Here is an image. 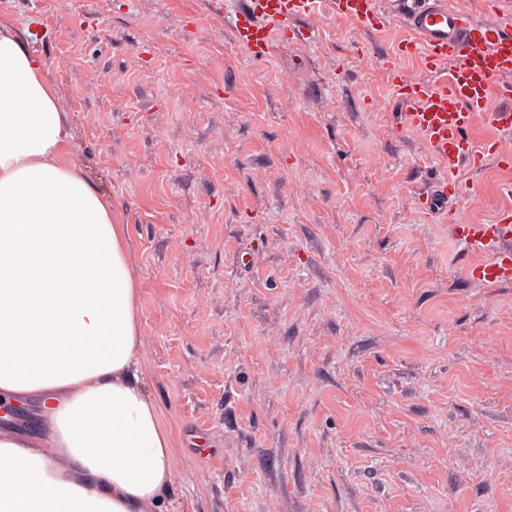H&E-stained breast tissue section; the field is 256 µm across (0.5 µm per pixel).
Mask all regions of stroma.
Segmentation results:
<instances>
[{
	"instance_id": "stroma-1",
	"label": "stroma",
	"mask_w": 512,
	"mask_h": 512,
	"mask_svg": "<svg viewBox=\"0 0 512 512\" xmlns=\"http://www.w3.org/2000/svg\"><path fill=\"white\" fill-rule=\"evenodd\" d=\"M242 2L0 0L126 227L175 444L159 512H512V282L470 278L418 199L404 31L323 0L290 22L316 40L257 59ZM509 179L461 169L449 206L493 223Z\"/></svg>"
}]
</instances>
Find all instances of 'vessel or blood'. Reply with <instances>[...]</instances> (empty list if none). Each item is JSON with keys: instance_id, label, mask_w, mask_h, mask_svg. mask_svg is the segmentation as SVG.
<instances>
[{"instance_id": "vessel-or-blood-1", "label": "vessel or blood", "mask_w": 512, "mask_h": 512, "mask_svg": "<svg viewBox=\"0 0 512 512\" xmlns=\"http://www.w3.org/2000/svg\"><path fill=\"white\" fill-rule=\"evenodd\" d=\"M394 14H386L376 0H335L337 18L361 23L371 31L401 18L412 36L402 56H419L426 78L408 76L389 64V75L406 109L401 125L424 144L437 166L423 195L427 208L442 210L458 185L463 167H477L486 156L512 159V142L478 143L468 135L482 123L512 131V27L479 24L456 7L454 0H394ZM320 0H244L235 37L252 56L265 55L275 39L305 40L303 32H286L289 19L316 12ZM499 108H490V100ZM452 232L470 251L483 254L470 266L471 278L495 287L512 280V207L499 210L491 224L454 221Z\"/></svg>"}]
</instances>
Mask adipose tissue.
I'll use <instances>...</instances> for the list:
<instances>
[{
    "mask_svg": "<svg viewBox=\"0 0 512 512\" xmlns=\"http://www.w3.org/2000/svg\"><path fill=\"white\" fill-rule=\"evenodd\" d=\"M70 118L27 31L0 20V512H153L174 439L140 362L138 286L112 200L71 158Z\"/></svg>",
    "mask_w": 512,
    "mask_h": 512,
    "instance_id": "1",
    "label": "adipose tissue"
}]
</instances>
